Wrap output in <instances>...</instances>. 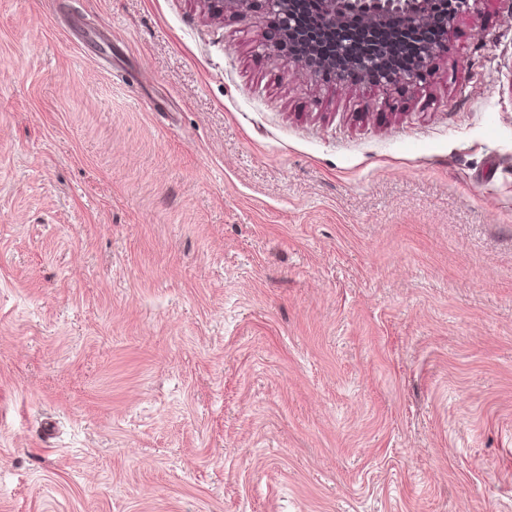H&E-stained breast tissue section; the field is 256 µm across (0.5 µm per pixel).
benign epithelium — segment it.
Returning a JSON list of instances; mask_svg holds the SVG:
<instances>
[{
  "mask_svg": "<svg viewBox=\"0 0 512 512\" xmlns=\"http://www.w3.org/2000/svg\"><path fill=\"white\" fill-rule=\"evenodd\" d=\"M311 18L295 21L291 0H210L218 10L225 8L243 18L263 15L265 27L260 42L264 51L277 54L312 79L332 72V81L348 84L350 70L371 79L388 100L397 88L419 85L428 75L435 58L448 53V31L457 18L478 9L482 0H453L446 31L429 40L423 33L432 20L433 0H315ZM403 10L408 30L422 39L418 55L403 70L390 68L388 58L393 42L374 44L391 11ZM346 65L336 69V56Z\"/></svg>",
  "mask_w": 512,
  "mask_h": 512,
  "instance_id": "obj_1",
  "label": "benign epithelium"
}]
</instances>
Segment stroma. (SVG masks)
Listing matches in <instances>:
<instances>
[{"label":"stroma","mask_w":512,"mask_h":512,"mask_svg":"<svg viewBox=\"0 0 512 512\" xmlns=\"http://www.w3.org/2000/svg\"><path fill=\"white\" fill-rule=\"evenodd\" d=\"M204 0H0V512H512V7L382 105Z\"/></svg>","instance_id":"obj_1"}]
</instances>
